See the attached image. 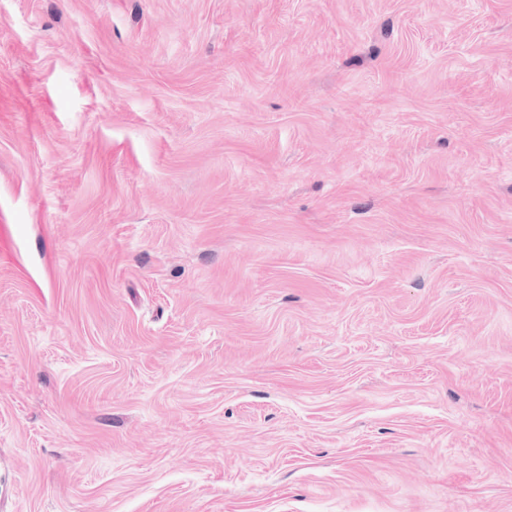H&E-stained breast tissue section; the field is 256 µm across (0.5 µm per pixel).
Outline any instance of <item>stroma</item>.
I'll list each match as a JSON object with an SVG mask.
<instances>
[{
    "mask_svg": "<svg viewBox=\"0 0 512 512\" xmlns=\"http://www.w3.org/2000/svg\"><path fill=\"white\" fill-rule=\"evenodd\" d=\"M0 512H512V0H0Z\"/></svg>",
    "mask_w": 512,
    "mask_h": 512,
    "instance_id": "obj_1",
    "label": "stroma"
}]
</instances>
